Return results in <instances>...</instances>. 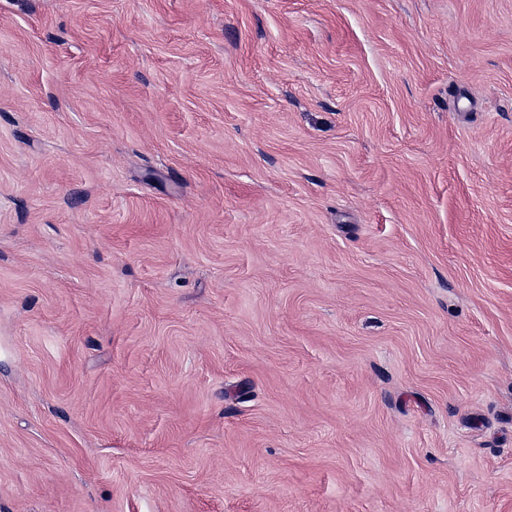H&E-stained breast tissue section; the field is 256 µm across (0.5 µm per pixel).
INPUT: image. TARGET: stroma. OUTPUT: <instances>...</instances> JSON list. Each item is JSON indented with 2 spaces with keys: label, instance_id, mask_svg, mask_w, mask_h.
I'll use <instances>...</instances> for the list:
<instances>
[{
  "label": "stroma",
  "instance_id": "1",
  "mask_svg": "<svg viewBox=\"0 0 512 512\" xmlns=\"http://www.w3.org/2000/svg\"><path fill=\"white\" fill-rule=\"evenodd\" d=\"M0 512H512V0H0Z\"/></svg>",
  "mask_w": 512,
  "mask_h": 512
}]
</instances>
